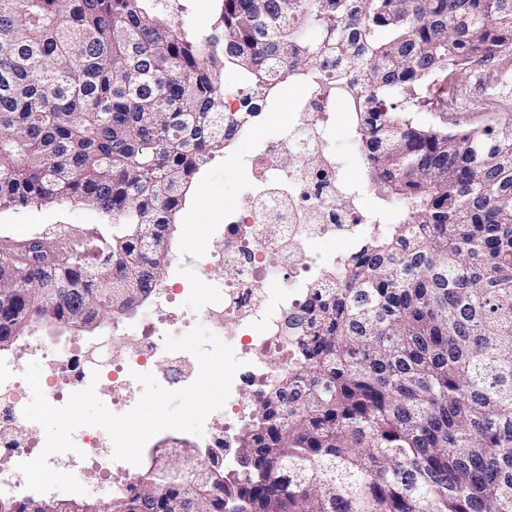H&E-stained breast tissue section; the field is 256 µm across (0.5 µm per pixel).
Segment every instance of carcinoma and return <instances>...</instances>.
I'll return each instance as SVG.
<instances>
[{"instance_id": "carcinoma-1", "label": "carcinoma", "mask_w": 512, "mask_h": 512, "mask_svg": "<svg viewBox=\"0 0 512 512\" xmlns=\"http://www.w3.org/2000/svg\"><path fill=\"white\" fill-rule=\"evenodd\" d=\"M0 0V209L70 201L112 224L0 254V344L37 321L129 312L162 280L176 214L257 96L336 57L369 187L403 202L346 261L201 491L158 470L40 512H512V124L449 132L410 108L512 49V0ZM312 27L318 35L305 38ZM34 499H0L31 512ZM176 3L179 7L178 11L175 10L176 18L185 19L195 28H203L211 23L216 2L212 0H179Z\"/></svg>"}]
</instances>
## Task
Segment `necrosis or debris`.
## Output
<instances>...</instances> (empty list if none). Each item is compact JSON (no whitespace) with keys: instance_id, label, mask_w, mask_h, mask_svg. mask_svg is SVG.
I'll return each mask as SVG.
<instances>
[{"instance_id":"necrosis-or-debris-1","label":"necrosis or debris","mask_w":512,"mask_h":512,"mask_svg":"<svg viewBox=\"0 0 512 512\" xmlns=\"http://www.w3.org/2000/svg\"><path fill=\"white\" fill-rule=\"evenodd\" d=\"M322 81H307L305 93L293 109L294 118L278 133L257 135V123L238 129L235 139H252L256 149L244 159L250 185L240 201L224 208V221L213 229L220 250L191 252L179 259L181 270L194 284L206 286L208 296L195 315L177 311V294L171 288L155 289V310L164 319H140L127 324L115 320V334L126 340L116 347L112 336L76 338L63 343L31 340L25 355L39 361L41 388L50 403L61 402L67 388L79 386L92 375L107 378L103 389L112 413H124L137 399V374L154 372L165 362L169 378L195 381L199 369L187 352L161 355L162 332L179 323L199 319L213 334L223 337L242 365L236 371L225 413L240 414L258 406L275 373L296 363L295 330L291 317L311 300L313 287L332 288L344 277L345 253L318 249L324 239L345 244L347 251L364 243L378 230L361 205V195L340 175L341 160L333 145L334 127L329 117L342 95L331 76L335 60L320 62ZM276 153L294 155L291 164L275 165ZM276 253L288 272L287 290L274 286V272L267 253ZM223 278H215L216 267ZM24 365L0 358V497L25 495L19 462L34 459L38 444L20 437L26 390ZM75 451L48 457L49 466L73 474L84 488H91V471H98L102 489L117 495L126 492L139 466L113 457V443L100 427L81 431L73 438Z\"/></svg>"}]
</instances>
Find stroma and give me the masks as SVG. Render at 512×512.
<instances>
[{
    "label": "stroma",
    "instance_id": "obj_1",
    "mask_svg": "<svg viewBox=\"0 0 512 512\" xmlns=\"http://www.w3.org/2000/svg\"><path fill=\"white\" fill-rule=\"evenodd\" d=\"M416 118L451 130L495 127L512 121V55L463 71L449 88L447 103L432 112H417ZM332 119L336 123V150L343 159V174L353 185H361L366 180V169L351 131L353 118L348 105L337 103ZM253 147L250 141L232 143L194 179L186 206L176 218L172 250L163 268L162 279L166 283H176L181 253L214 247L210 226L223 219L225 203L243 193L248 173L239 158ZM96 230L105 233L109 227L94 211L81 205L50 203L0 210V241L36 238L48 243Z\"/></svg>",
    "mask_w": 512,
    "mask_h": 512
}]
</instances>
